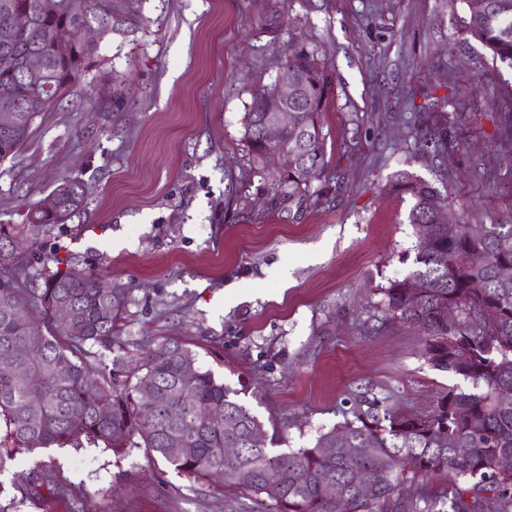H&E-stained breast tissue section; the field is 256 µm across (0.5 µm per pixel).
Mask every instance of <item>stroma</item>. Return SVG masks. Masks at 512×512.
Segmentation results:
<instances>
[{
	"instance_id": "stroma-1",
	"label": "stroma",
	"mask_w": 512,
	"mask_h": 512,
	"mask_svg": "<svg viewBox=\"0 0 512 512\" xmlns=\"http://www.w3.org/2000/svg\"><path fill=\"white\" fill-rule=\"evenodd\" d=\"M271 0H142L144 30L105 38L95 87L79 84L39 117L22 151L0 162V224L76 179L86 206L30 243L33 269L58 244L79 268L128 288L120 322L129 361L145 342L178 337L197 364L274 421L283 448H309L372 389L404 411L470 390L433 366L420 336L385 317L381 288L414 268L409 196L395 174L420 178L461 223L512 224V68L464 34V0H286V26L260 27ZM314 46L334 77L325 114L323 196L275 195L255 173L244 115L292 47ZM123 82H113L111 71ZM444 129L447 151L420 146ZM233 304H225V293ZM41 493L5 512H266L211 485L193 488L135 449L122 459L87 446L40 449ZM451 475L406 482L440 497Z\"/></svg>"
}]
</instances>
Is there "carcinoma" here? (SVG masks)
Wrapping results in <instances>:
<instances>
[{
	"instance_id": "carcinoma-1",
	"label": "carcinoma",
	"mask_w": 512,
	"mask_h": 512,
	"mask_svg": "<svg viewBox=\"0 0 512 512\" xmlns=\"http://www.w3.org/2000/svg\"><path fill=\"white\" fill-rule=\"evenodd\" d=\"M71 0H0V112L17 111V125L0 126V161L14 159L28 140L36 119L49 111L97 67L100 44L82 40V27L121 15L112 34L126 38L147 26L141 0H90L76 16ZM273 0L262 19L267 30H279L284 16ZM464 34L479 41L494 60L512 66V0H487L475 12L464 0ZM32 16L27 28L13 24L17 13ZM72 41V54L52 53L61 35ZM39 53L47 61L39 72L23 69L25 55ZM299 81L305 88L296 127H285L279 142L302 134L294 164L279 175L275 194L292 198L326 183L324 114L333 95V76L315 47L292 51L277 67L273 81L251 92L245 112L244 139L257 173L276 145L261 135L264 96L279 81ZM393 191L408 194L407 223L417 240L415 268L405 278L381 289V309L413 327L423 352L434 366L472 383L466 392L442 393L432 409L404 412L370 389L357 394L353 419L318 436L311 448L278 451L277 428L263 445L245 446L251 429L264 423L233 388L209 370L195 368L185 382L182 368L196 363V353L178 338L149 346L143 362L130 367L129 342L117 323L129 303L130 290L103 281L74 266L59 251L45 256L42 269L32 265L24 249L30 234L48 232L80 214L85 189L78 181L61 192L52 212L31 206L22 224H0V249L8 264L0 265V354L12 353L15 369L0 372V474L12 469L19 455L44 448L103 445L122 458L135 448L161 458L197 488L210 481L240 494L269 502L273 512H386L398 486L407 479L435 472L454 477L445 495L452 512H512V471L496 467L512 457V224H465L448 236L456 220L452 204L429 183L400 173ZM30 283L41 312L53 331L32 334L26 303L17 283ZM64 302L74 317L61 322L55 313ZM111 354L110 361L98 353ZM40 387L37 394L30 387ZM153 392L154 413L141 414V391ZM224 412V425L205 421L202 409ZM239 448L233 458L224 449ZM48 475L30 472L14 487L35 496ZM375 484L371 496L357 484Z\"/></svg>"
}]
</instances>
